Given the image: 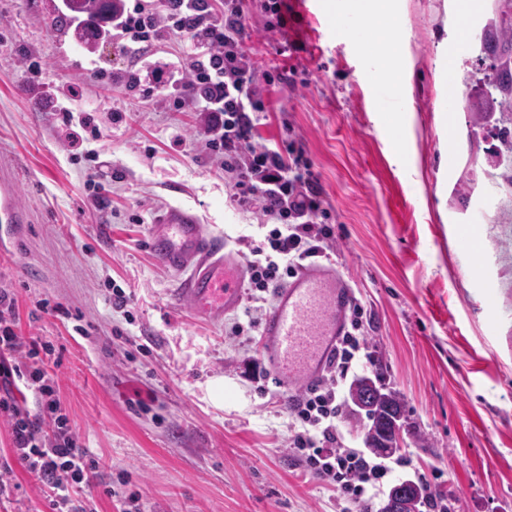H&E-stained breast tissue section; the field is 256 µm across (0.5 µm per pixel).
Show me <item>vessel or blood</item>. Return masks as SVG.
Here are the masks:
<instances>
[{
	"mask_svg": "<svg viewBox=\"0 0 512 512\" xmlns=\"http://www.w3.org/2000/svg\"><path fill=\"white\" fill-rule=\"evenodd\" d=\"M151 247L170 270L184 273L182 291L194 312L217 323L244 300L245 267L239 256L208 234L196 217L171 207L151 227ZM353 291L334 268L312 264L283 288L261 327V349L281 386L321 380L347 330Z\"/></svg>",
	"mask_w": 512,
	"mask_h": 512,
	"instance_id": "b4317fda",
	"label": "vessel or blood"
}]
</instances>
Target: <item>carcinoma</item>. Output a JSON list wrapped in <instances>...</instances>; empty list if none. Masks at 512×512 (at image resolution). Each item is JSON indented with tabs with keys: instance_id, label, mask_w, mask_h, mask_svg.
<instances>
[{
	"instance_id": "1",
	"label": "carcinoma",
	"mask_w": 512,
	"mask_h": 512,
	"mask_svg": "<svg viewBox=\"0 0 512 512\" xmlns=\"http://www.w3.org/2000/svg\"><path fill=\"white\" fill-rule=\"evenodd\" d=\"M71 15L57 17L54 25L62 31H71V38L88 52L99 50V40H112L108 30L101 23L112 22V7L118 0H71ZM496 9L490 24L481 29L477 41L480 46L478 59L489 62L492 78L485 83L486 90L477 112L512 113V0H494ZM352 403L365 411L366 418L378 422L388 416L400 419L403 416V403L395 391L383 386L367 376L353 381L349 389Z\"/></svg>"
}]
</instances>
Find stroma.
I'll list each match as a JSON object with an SVG mask.
<instances>
[{
	"label": "stroma",
	"mask_w": 512,
	"mask_h": 512,
	"mask_svg": "<svg viewBox=\"0 0 512 512\" xmlns=\"http://www.w3.org/2000/svg\"><path fill=\"white\" fill-rule=\"evenodd\" d=\"M285 3L284 33L250 20L246 47L271 81L259 133L302 144L335 235L331 264L372 313L363 372L404 406L388 482L426 479L448 512H512V164L499 156L512 115L468 109L487 73L474 36L493 0L463 36L454 0H392L402 96L356 50L352 0ZM57 14L53 0H0V190L17 216L0 285L17 299L18 334L56 349L61 407L100 463L98 512H111L103 488L122 471V493L145 512H336L290 451L287 406L303 383L258 389L245 371L265 361L259 337L233 335V316L196 315L149 248L170 205L229 242L262 238L258 216L232 204L218 165L193 147L194 113L163 105L164 88L114 79L131 59L87 53L52 31ZM286 65L295 87L278 79ZM63 111L91 118L99 137L69 148ZM116 285L128 310L112 305ZM44 301L52 313L38 312ZM14 480L0 512H50L33 475Z\"/></svg>",
	"instance_id": "stroma-1"
}]
</instances>
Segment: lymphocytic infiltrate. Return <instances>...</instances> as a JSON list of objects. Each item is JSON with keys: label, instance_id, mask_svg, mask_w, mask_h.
Masks as SVG:
<instances>
[{"label": "lymphocytic infiltrate", "instance_id": "lymphocytic-infiltrate-1", "mask_svg": "<svg viewBox=\"0 0 512 512\" xmlns=\"http://www.w3.org/2000/svg\"><path fill=\"white\" fill-rule=\"evenodd\" d=\"M283 0H134L112 18V40L137 62L149 49L187 38L189 48L168 67L177 94L175 109L198 112L197 141L224 172L231 200L258 214L267 225L264 239L243 237L248 249L243 321L235 333L251 332L258 314L306 263L330 256L332 231L318 179L300 143L285 146L256 142L267 119L262 86L245 38L252 12L265 18L266 31L285 28ZM365 309L349 307V328L336 343L324 377L307 386L288 407L291 449L301 475L329 488L340 512H372L388 465L362 451L343 447L338 419L345 399L340 390L354 364L369 359L363 336ZM14 293L0 289V418L8 422L13 460L0 461V496L10 494L7 480L21 465L39 481L53 512H91L89 490L99 477V462L80 444L63 414L58 391L45 362L50 342L19 336ZM30 392L34 407L19 397Z\"/></svg>", "mask_w": 512, "mask_h": 512}]
</instances>
